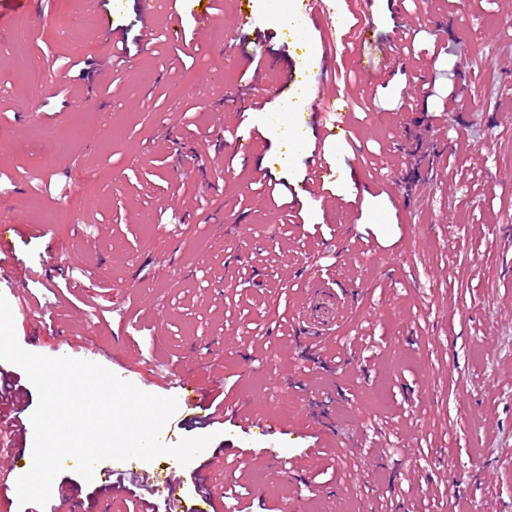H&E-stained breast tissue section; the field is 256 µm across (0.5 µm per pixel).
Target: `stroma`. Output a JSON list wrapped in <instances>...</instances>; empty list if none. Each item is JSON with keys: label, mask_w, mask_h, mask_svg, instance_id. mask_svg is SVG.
Wrapping results in <instances>:
<instances>
[{"label": "stroma", "mask_w": 512, "mask_h": 512, "mask_svg": "<svg viewBox=\"0 0 512 512\" xmlns=\"http://www.w3.org/2000/svg\"><path fill=\"white\" fill-rule=\"evenodd\" d=\"M240 4L269 36L264 113L230 42L198 33L192 0L156 17L149 46L137 0H48L34 36L0 50V224L21 225L0 251L20 345L57 357L79 338L72 357L145 392L178 396L154 382L172 368L224 398L223 425L189 464L105 460L93 480L68 466L56 484L82 512H140L133 494L98 489L106 474L144 473L190 507L205 459L228 446L211 512H512V0H222L215 26ZM288 9L302 26H279ZM66 10L86 22L62 38ZM364 25L397 46L395 68L369 86L342 43ZM116 32L122 61L108 67ZM74 62L92 78L75 80ZM33 64L70 86L68 100L30 95ZM319 72L349 99L356 137L326 145L356 160L338 175L358 183L349 200L256 176L306 178L290 146L334 97L306 94ZM284 111L295 139L264 137ZM104 120L108 135L81 139ZM236 140L249 158L231 157ZM78 184L112 191L54 223ZM316 269L355 291L323 347L291 318L334 316L327 294H309ZM45 300L56 322L23 314ZM246 402L276 434L240 427Z\"/></svg>", "instance_id": "1"}]
</instances>
